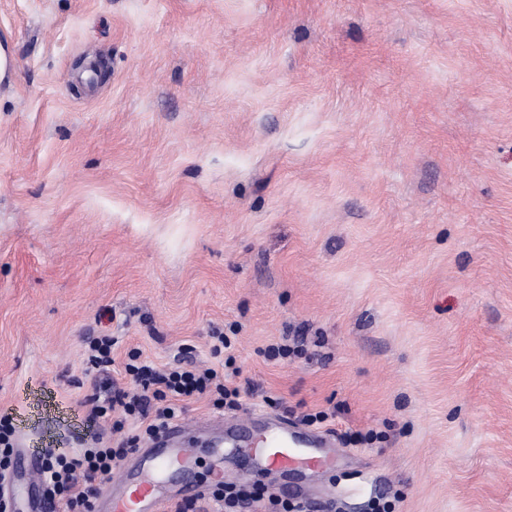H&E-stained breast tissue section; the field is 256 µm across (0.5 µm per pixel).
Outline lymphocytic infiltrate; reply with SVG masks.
<instances>
[{"mask_svg":"<svg viewBox=\"0 0 512 512\" xmlns=\"http://www.w3.org/2000/svg\"><path fill=\"white\" fill-rule=\"evenodd\" d=\"M114 343L109 336L87 341L85 371L102 378L88 399L87 423L93 432L92 446L54 448L45 453V497L51 504L63 505L65 512H93V502L105 477L134 453L141 442L179 418L186 401L206 397L218 411L239 406V391L227 385L223 370L193 365L160 369L137 350L129 353L124 366L131 379L130 388L112 386L108 375ZM129 423L135 432L127 436L123 430ZM260 498V490L249 491L218 481L208 485L200 499L184 501L178 512H195L203 501L243 507Z\"/></svg>","mask_w":512,"mask_h":512,"instance_id":"f902f5d3","label":"lymphocytic infiltrate"}]
</instances>
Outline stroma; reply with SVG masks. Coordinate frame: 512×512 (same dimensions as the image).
<instances>
[{
    "label": "stroma",
    "instance_id": "obj_1",
    "mask_svg": "<svg viewBox=\"0 0 512 512\" xmlns=\"http://www.w3.org/2000/svg\"><path fill=\"white\" fill-rule=\"evenodd\" d=\"M0 407L74 448L114 336L235 329L332 512H512V0H0ZM103 65L106 79L83 75ZM303 338L305 352L265 350ZM116 343L112 336H96L88 338L86 350L87 374L109 376L112 367V346Z\"/></svg>",
    "mask_w": 512,
    "mask_h": 512
}]
</instances>
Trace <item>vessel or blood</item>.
Returning <instances> with one entry per match:
<instances>
[{"mask_svg":"<svg viewBox=\"0 0 512 512\" xmlns=\"http://www.w3.org/2000/svg\"><path fill=\"white\" fill-rule=\"evenodd\" d=\"M207 441L191 439L189 429L174 424L138 449L135 462H124L115 479L98 495L95 512H161L165 503L199 495L207 478L224 475V451L233 449L254 467L287 474L291 470H330L336 458L328 452L330 437L307 434L277 416L251 419L245 424L219 422L204 430ZM207 460V475L196 467ZM42 454L19 448L10 495L17 512H47L40 488Z\"/></svg>","mask_w":512,"mask_h":512,"instance_id":"obj_1","label":"vessel or blood"}]
</instances>
